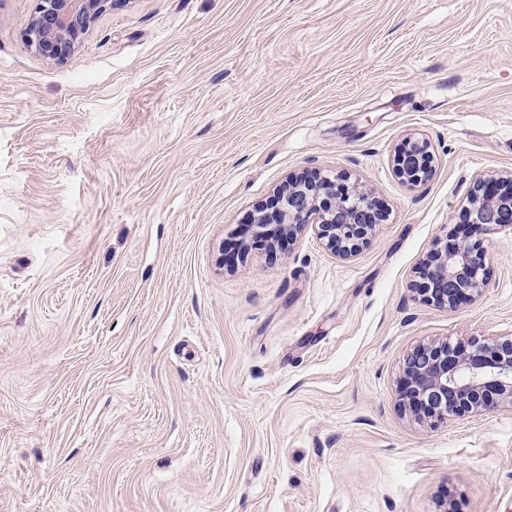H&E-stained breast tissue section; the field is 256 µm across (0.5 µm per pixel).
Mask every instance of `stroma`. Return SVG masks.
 I'll list each match as a JSON object with an SVG mask.
<instances>
[{"mask_svg":"<svg viewBox=\"0 0 512 512\" xmlns=\"http://www.w3.org/2000/svg\"><path fill=\"white\" fill-rule=\"evenodd\" d=\"M35 5L0 0V512H512V409L398 406L415 347L512 335V230L475 299L418 276L512 172V0H115L61 62ZM292 174L375 198L356 258L255 245ZM431 159L428 141L425 139L407 140L395 156L396 174L408 183L420 184L428 174Z\"/></svg>","mask_w":512,"mask_h":512,"instance_id":"obj_1","label":"stroma"}]
</instances>
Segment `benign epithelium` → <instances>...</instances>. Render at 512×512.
I'll return each instance as SVG.
<instances>
[{
    "label": "benign epithelium",
    "instance_id": "benign-epithelium-1",
    "mask_svg": "<svg viewBox=\"0 0 512 512\" xmlns=\"http://www.w3.org/2000/svg\"><path fill=\"white\" fill-rule=\"evenodd\" d=\"M112 9V0H37L25 41L40 56L58 62L72 55L96 20ZM430 144L410 139L395 156L396 174L411 184L421 183L431 164ZM495 177H478L469 206L461 217L470 235L453 250L433 249L420 274L425 291L438 306L453 308L478 296L485 286L483 236L512 229V174L490 197L483 184ZM278 205L290 238L312 231L330 250L356 256L380 223L373 199L338 180L323 176L291 179L279 189ZM399 405L414 418L430 424L456 415H477L500 407L512 408V336L491 341L472 340L450 345L438 341L415 348L406 358Z\"/></svg>",
    "mask_w": 512,
    "mask_h": 512
}]
</instances>
